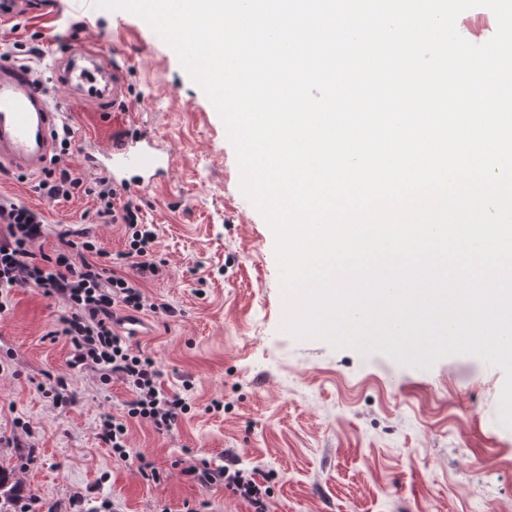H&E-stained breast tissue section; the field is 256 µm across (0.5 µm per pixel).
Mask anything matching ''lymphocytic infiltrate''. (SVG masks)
<instances>
[{"label":"lymphocytic infiltrate","mask_w":512,"mask_h":512,"mask_svg":"<svg viewBox=\"0 0 512 512\" xmlns=\"http://www.w3.org/2000/svg\"><path fill=\"white\" fill-rule=\"evenodd\" d=\"M48 197L70 198L82 193L97 203L95 219L103 224H124L127 241L124 251L113 254L96 239L58 233L51 253L38 249L48 229L37 210L0 198V313L7 298L17 288H38L46 297L62 303L57 318V335L69 339L76 367L99 372L101 379L125 383L132 397L119 414L106 418L98 438L113 453L126 456L128 425L143 421L162 435L172 433L190 411L184 393H171L162 386L163 374L154 358L135 351L131 339L117 325L119 312H138L147 299L143 286L158 277L161 260L155 255L158 235L142 224L132 200L102 176L79 178L67 170H48L38 184ZM191 481L206 486H224L245 502L250 512H269L270 495L258 480L256 469L242 467L236 455L221 466L202 460L186 470Z\"/></svg>","instance_id":"obj_1"}]
</instances>
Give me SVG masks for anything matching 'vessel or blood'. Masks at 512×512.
Returning <instances> with one entry per match:
<instances>
[{"label":"vessel or blood","instance_id":"1","mask_svg":"<svg viewBox=\"0 0 512 512\" xmlns=\"http://www.w3.org/2000/svg\"><path fill=\"white\" fill-rule=\"evenodd\" d=\"M30 0H0V27L30 9ZM112 54L90 38L71 44L63 61L48 65L56 87L69 90L85 107L103 111L125 106L122 69ZM64 114L50 88L25 65L0 63V170L30 176L42 174L57 154ZM86 166L120 190L138 192L169 178L173 149L151 132L123 129L106 146L84 152Z\"/></svg>","mask_w":512,"mask_h":512}]
</instances>
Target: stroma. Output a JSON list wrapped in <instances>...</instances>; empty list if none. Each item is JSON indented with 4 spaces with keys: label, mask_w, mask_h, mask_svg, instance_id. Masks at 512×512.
I'll use <instances>...</instances> for the list:
<instances>
[{
    "label": "stroma",
    "mask_w": 512,
    "mask_h": 512,
    "mask_svg": "<svg viewBox=\"0 0 512 512\" xmlns=\"http://www.w3.org/2000/svg\"><path fill=\"white\" fill-rule=\"evenodd\" d=\"M34 2L20 29L0 28V42L40 33L43 52L29 60L40 72L71 40H98L118 51L129 86L127 107L105 115L57 90L74 139L108 142L136 118L175 152L170 180L133 196L165 262L145 295L150 306L172 309L143 310L147 333L134 343L156 360L166 391L191 380L192 409L169 435L131 424L127 457L114 455L97 433L128 388L71 370L70 342L53 333L59 304L39 289H15L0 313V467L20 488L8 512H248L230 491L182 474L202 459L221 465L228 451L266 476L271 512L512 506V428L498 415L504 370L457 355L423 369L283 331L273 232L241 192L224 123L176 53L130 12L95 15L86 0ZM37 182L1 172L0 197L43 212L51 229L124 250V225L96 223L92 198L52 200ZM61 375L73 395L62 406L52 390ZM214 399L223 412L209 411ZM144 460L159 481L143 478Z\"/></svg>",
    "instance_id": "stroma-1"
}]
</instances>
